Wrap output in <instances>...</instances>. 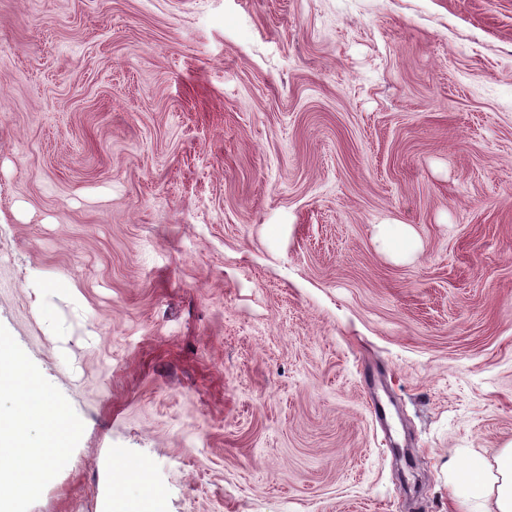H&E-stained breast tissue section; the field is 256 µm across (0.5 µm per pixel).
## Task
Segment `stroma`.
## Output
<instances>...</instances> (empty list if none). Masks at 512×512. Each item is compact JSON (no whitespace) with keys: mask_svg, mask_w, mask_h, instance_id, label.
<instances>
[{"mask_svg":"<svg viewBox=\"0 0 512 512\" xmlns=\"http://www.w3.org/2000/svg\"><path fill=\"white\" fill-rule=\"evenodd\" d=\"M0 360V505L494 512L512 0H0ZM512 444L503 448L494 465L483 462L475 467H458L466 472L453 488V496L464 500L494 498V512H512Z\"/></svg>","mask_w":512,"mask_h":512,"instance_id":"obj_1","label":"stroma"}]
</instances>
